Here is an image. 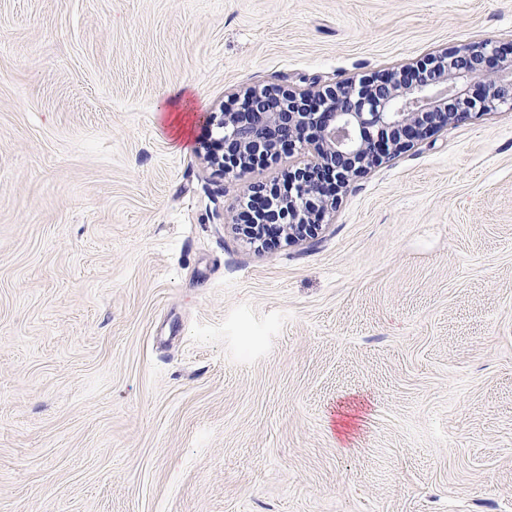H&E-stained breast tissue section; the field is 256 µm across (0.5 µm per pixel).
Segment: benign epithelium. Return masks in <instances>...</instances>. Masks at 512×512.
Masks as SVG:
<instances>
[{"mask_svg":"<svg viewBox=\"0 0 512 512\" xmlns=\"http://www.w3.org/2000/svg\"><path fill=\"white\" fill-rule=\"evenodd\" d=\"M512 43L488 42L444 50L422 65L403 67L359 83H345L312 93L263 88L252 91L237 109L212 112L208 128L221 132L202 143L205 157L224 170V158L238 154L236 175L257 160L273 158L315 142V161L288 173V223L246 224L252 241L275 231L303 241L321 229L319 219L336 183L378 164L414 142L437 133L472 113L512 105ZM460 77L480 87L473 96L455 93L447 84Z\"/></svg>","mask_w":512,"mask_h":512,"instance_id":"7a95c632","label":"benign epithelium"}]
</instances>
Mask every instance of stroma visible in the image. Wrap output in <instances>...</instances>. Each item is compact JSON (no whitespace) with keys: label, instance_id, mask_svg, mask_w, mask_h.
I'll return each mask as SVG.
<instances>
[{"label":"stroma","instance_id":"obj_1","mask_svg":"<svg viewBox=\"0 0 512 512\" xmlns=\"http://www.w3.org/2000/svg\"><path fill=\"white\" fill-rule=\"evenodd\" d=\"M512 41V0H0V512H512V107L251 243V89ZM185 104L175 139L157 114Z\"/></svg>","mask_w":512,"mask_h":512}]
</instances>
